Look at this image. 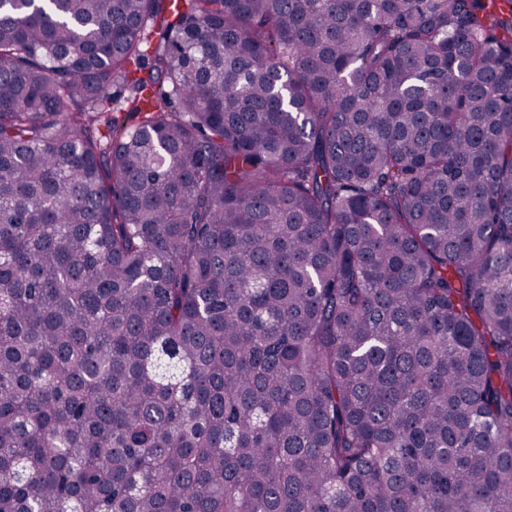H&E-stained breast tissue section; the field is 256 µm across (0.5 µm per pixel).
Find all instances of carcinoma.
Returning <instances> with one entry per match:
<instances>
[{"label":"carcinoma","mask_w":512,"mask_h":512,"mask_svg":"<svg viewBox=\"0 0 512 512\" xmlns=\"http://www.w3.org/2000/svg\"><path fill=\"white\" fill-rule=\"evenodd\" d=\"M0 512H512V17L0 0Z\"/></svg>","instance_id":"cac0c4a2"}]
</instances>
